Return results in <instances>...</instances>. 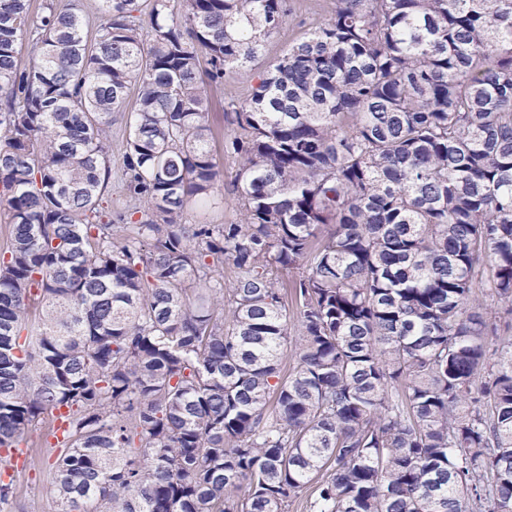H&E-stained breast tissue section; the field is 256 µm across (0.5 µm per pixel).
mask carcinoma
I'll return each instance as SVG.
<instances>
[{"instance_id": "carcinoma-1", "label": "carcinoma", "mask_w": 512, "mask_h": 512, "mask_svg": "<svg viewBox=\"0 0 512 512\" xmlns=\"http://www.w3.org/2000/svg\"><path fill=\"white\" fill-rule=\"evenodd\" d=\"M98 12L0 0V453L60 422L57 512H512V0H333L263 68L287 0ZM231 75L240 219L187 224ZM129 132L130 128L129 125L126 124V118L121 115H117L112 121V126L110 128V134H112V184L109 185L105 193V201H108V205L110 206L109 200L112 199V207L120 205L122 202L119 189V145L122 143V141H125V138L128 137Z\"/></svg>"}]
</instances>
